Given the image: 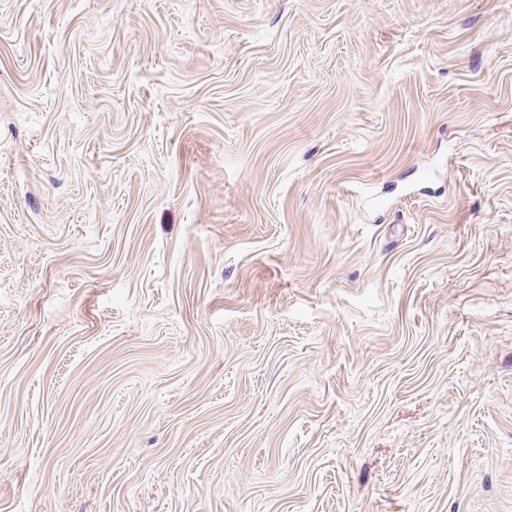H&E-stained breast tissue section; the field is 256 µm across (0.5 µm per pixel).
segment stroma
I'll use <instances>...</instances> for the list:
<instances>
[{
	"mask_svg": "<svg viewBox=\"0 0 512 512\" xmlns=\"http://www.w3.org/2000/svg\"><path fill=\"white\" fill-rule=\"evenodd\" d=\"M0 512H512V0H0Z\"/></svg>",
	"mask_w": 512,
	"mask_h": 512,
	"instance_id": "1",
	"label": "stroma"
}]
</instances>
